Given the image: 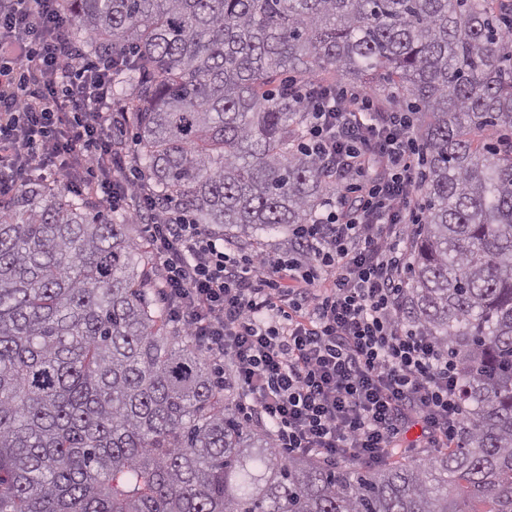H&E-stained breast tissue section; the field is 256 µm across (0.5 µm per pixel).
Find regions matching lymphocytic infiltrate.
<instances>
[{"instance_id":"obj_1","label":"lymphocytic infiltrate","mask_w":512,"mask_h":512,"mask_svg":"<svg viewBox=\"0 0 512 512\" xmlns=\"http://www.w3.org/2000/svg\"><path fill=\"white\" fill-rule=\"evenodd\" d=\"M69 27L59 0H0V197L43 169L130 207L171 321L229 366L242 414L268 424L284 456L375 465L414 424L421 447H454L460 366L404 315L408 242L424 219L411 113L383 111L361 89L290 85L308 107L311 154L338 178L324 213L294 226L274 259L170 214L131 176L109 110L113 60H86ZM370 160L380 172L366 180Z\"/></svg>"}]
</instances>
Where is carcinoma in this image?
Instances as JSON below:
<instances>
[{
	"mask_svg": "<svg viewBox=\"0 0 512 512\" xmlns=\"http://www.w3.org/2000/svg\"><path fill=\"white\" fill-rule=\"evenodd\" d=\"M165 206L235 241L309 224L336 168L272 87L380 74L426 148L406 314L460 365L454 448L365 470L286 459L158 304L126 214L31 177L0 198V512H512L509 0H59Z\"/></svg>",
	"mask_w": 512,
	"mask_h": 512,
	"instance_id": "obj_1",
	"label": "carcinoma"
}]
</instances>
